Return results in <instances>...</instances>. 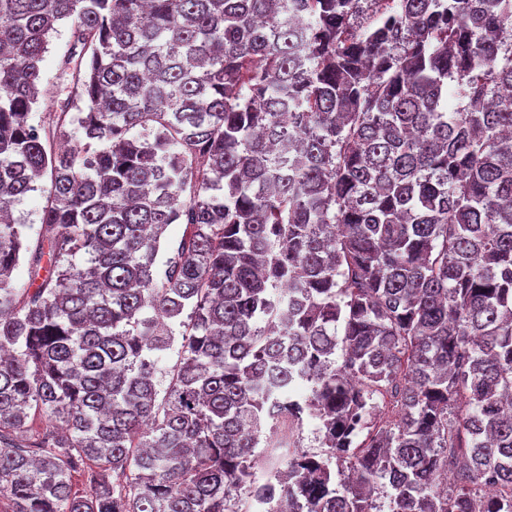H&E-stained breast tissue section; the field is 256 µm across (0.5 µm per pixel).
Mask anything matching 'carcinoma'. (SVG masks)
Segmentation results:
<instances>
[{
	"instance_id": "cac0c4a2",
	"label": "carcinoma",
	"mask_w": 512,
	"mask_h": 512,
	"mask_svg": "<svg viewBox=\"0 0 512 512\" xmlns=\"http://www.w3.org/2000/svg\"><path fill=\"white\" fill-rule=\"evenodd\" d=\"M507 88L512 0H0V500L512 512ZM71 21H63L57 25V31L50 37L48 50L45 53L43 62V95L40 96V103L35 108L33 119L37 123L42 119L45 112L54 106L55 92L60 81L58 79V60L65 55L71 45ZM38 190L30 192L22 198V200L15 205V216L20 218L25 224H34V228L31 230L32 235L35 237L41 227V213L42 208L46 204V195L41 192L40 188L50 187L49 174L44 175L38 182Z\"/></svg>"
}]
</instances>
